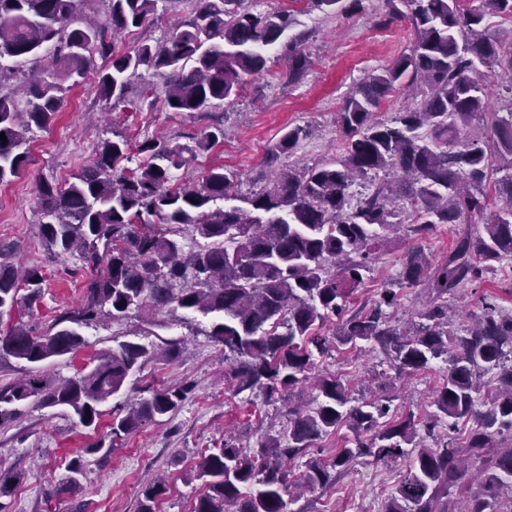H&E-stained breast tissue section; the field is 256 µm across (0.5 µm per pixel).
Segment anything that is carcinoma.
I'll return each instance as SVG.
<instances>
[{"label":"carcinoma","mask_w":512,"mask_h":512,"mask_svg":"<svg viewBox=\"0 0 512 512\" xmlns=\"http://www.w3.org/2000/svg\"><path fill=\"white\" fill-rule=\"evenodd\" d=\"M83 0H0V73L3 59L20 82L0 79V183L20 177L29 164L28 144L37 130L55 121L65 91L81 83L95 56L109 61L99 72V99L113 108L129 80L143 72L165 77L163 107L174 112L219 108L237 97L250 77L266 71L267 52L278 48L288 82L298 83L311 61L305 35H288L286 11H253L246 0H194V12L162 43L127 50L117 37L140 28L175 0H105L106 14L79 17ZM363 0H308L324 14L358 11ZM376 24L408 21L415 39L409 52L369 74L346 99L340 113L345 136L341 156L299 170L279 161L309 135L286 131L267 151L268 184L237 199L240 175L215 166L202 184L172 183L171 172L187 154L224 138L216 124L195 146L147 137L137 145L116 136L101 141L96 157L66 186L41 177L38 183L40 235L51 255L77 253L89 278L82 304L37 336L21 320L0 333V362L24 364L21 381L0 388V428L18 415L17 405L37 399L64 407L86 428L97 427L99 407L140 371L150 356L142 344L126 341L87 372L64 382L40 374L44 361L72 355L85 341L73 325L103 317L123 318L143 309L175 305L211 316L208 335L229 361L227 381L236 394L263 391L283 398L310 379L313 353L323 354L321 328L341 318L336 344L372 342L398 373L448 363L434 393L435 421L473 422L457 442L440 432L433 443L418 439L411 417L384 422L388 407L376 399L352 404L337 378L314 379L317 407L290 412L288 435H269L256 453L231 441L202 455L193 479L202 484L193 512H289L303 493L336 480L358 458L385 466L405 464L406 475L390 495L385 512H500L512 491V310L483 305L471 325L448 330V297L478 282L495 265L512 258V35L486 32L485 16L512 15V0H481L461 8L460 0H386ZM508 75L503 97L511 105L489 111L477 65ZM421 100L388 120L376 117L382 101L400 89ZM492 139L472 134L473 123ZM505 175L496 178L494 174ZM371 180L358 196L353 187ZM502 207L483 231L460 233L439 264L420 249L403 259L398 281L381 289L369 308L347 313L350 296L380 246L381 232L398 224L396 200L410 202L416 224L429 233L438 224H463L487 209L489 192ZM44 277L4 260L0 247V322L19 305L42 295ZM424 284L428 299L419 322L400 331L387 322L396 305L395 287ZM27 294H20L21 290ZM488 373L498 384L489 386ZM185 386L149 391L123 416L112 419V439L147 421L175 413L187 398ZM346 424L353 437L327 459L310 458L295 477L286 462L322 435ZM25 474L0 466V497ZM164 493L154 482L142 490L138 512H154Z\"/></svg>","instance_id":"1"}]
</instances>
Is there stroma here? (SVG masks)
Masks as SVG:
<instances>
[{
    "label": "stroma",
    "instance_id": "35a3bbf8",
    "mask_svg": "<svg viewBox=\"0 0 512 512\" xmlns=\"http://www.w3.org/2000/svg\"><path fill=\"white\" fill-rule=\"evenodd\" d=\"M253 8L288 11L295 19L294 32L306 34L304 48L313 67L302 81L288 83L283 60L272 52L266 73L251 78L224 108L172 112L150 103L151 98L159 100L164 95L159 77L132 78L124 100L110 110L98 99L95 77H87L66 93L63 108L49 129L33 136L29 143L32 163L26 172L0 183V245L10 251L17 265L38 267L44 277L41 298L32 309L21 312L23 322L34 332H46L57 318L81 304L88 276L78 255L58 258L42 245L39 177L67 183L81 167L91 164L107 127L133 143L154 135L190 144L204 128L220 122L223 140L189 156L174 176L198 185L211 167L221 165L240 173L241 191L249 193L257 189L256 179L266 170L268 148L288 128L302 126L309 135L283 157V165L310 166L338 157L345 99L368 74L407 52L413 41L408 23L384 29L376 26V18L386 10L385 0H363L362 11L349 15L323 14L310 9L306 0H255ZM192 11L191 0H177L172 9L157 12L127 34L126 46L163 40ZM456 230V225L440 224L421 237L410 233L388 236L362 288L352 297L351 310L374 303L381 288L398 278L402 259L412 248H421L433 262L445 258ZM485 296L503 308H512V264L499 265L481 282L449 299L450 329H459L470 314L478 312ZM210 327L209 318L170 307L80 326L84 347L43 362L42 371L61 380L73 377L91 359L112 352L124 341L158 351L176 341L180 351L174 357L158 354L149 358L119 394L101 405L94 429L81 426L65 408H46L33 399L21 403L19 416L9 427L0 428V460L25 474L23 483L6 499L4 512H137L142 489L159 476L166 479V492L157 501L156 512H191L201 491L200 481L192 474L205 449L219 447L227 439L242 448H257L268 428L287 432L289 410L315 407L317 393L306 384L275 402L266 401L259 392L236 395L229 391L228 364L221 346L209 335ZM444 368L438 359L427 369L396 375L388 357L364 341L314 358L315 373L336 376L350 386L354 396L371 394L383 399L393 416H413L420 430L434 412L432 396ZM185 384L192 390L176 414L123 437L106 457L90 454V447L109 440L113 415L140 397L145 387ZM80 458L85 461L80 490L63 491L68 465ZM403 474V466L387 467L364 457L336 484L308 492L301 504L307 512H384Z\"/></svg>",
    "mask_w": 512,
    "mask_h": 512
}]
</instances>
